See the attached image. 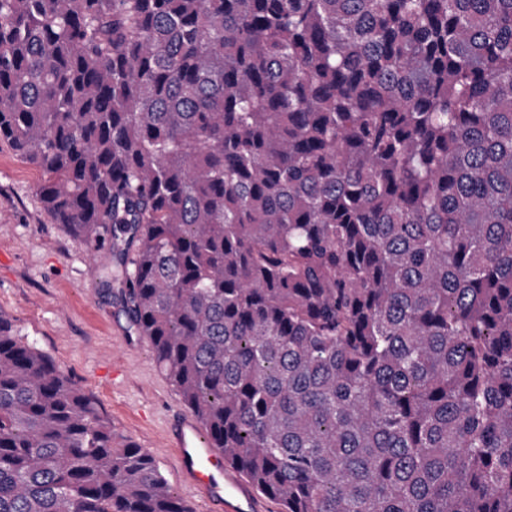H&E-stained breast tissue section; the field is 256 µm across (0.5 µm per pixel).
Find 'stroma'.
<instances>
[{
    "label": "stroma",
    "instance_id": "1",
    "mask_svg": "<svg viewBox=\"0 0 512 512\" xmlns=\"http://www.w3.org/2000/svg\"><path fill=\"white\" fill-rule=\"evenodd\" d=\"M41 173L0 141V316L96 401L113 431L149 449L170 489L185 498L166 446L163 417L180 398L131 330L93 266L107 249L71 235L47 216Z\"/></svg>",
    "mask_w": 512,
    "mask_h": 512
}]
</instances>
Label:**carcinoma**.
Returning <instances> with one entry per match:
<instances>
[{"instance_id": "obj_1", "label": "carcinoma", "mask_w": 512, "mask_h": 512, "mask_svg": "<svg viewBox=\"0 0 512 512\" xmlns=\"http://www.w3.org/2000/svg\"><path fill=\"white\" fill-rule=\"evenodd\" d=\"M0 138L281 512H512V0H0ZM0 512H189L2 317Z\"/></svg>"}]
</instances>
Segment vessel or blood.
<instances>
[{
  "label": "vessel or blood",
  "instance_id": "vessel-or-blood-1",
  "mask_svg": "<svg viewBox=\"0 0 512 512\" xmlns=\"http://www.w3.org/2000/svg\"><path fill=\"white\" fill-rule=\"evenodd\" d=\"M166 444L174 448L191 498L202 500L209 512H254L248 486L230 471L217 448L192 416L169 415L164 424Z\"/></svg>",
  "mask_w": 512,
  "mask_h": 512
}]
</instances>
